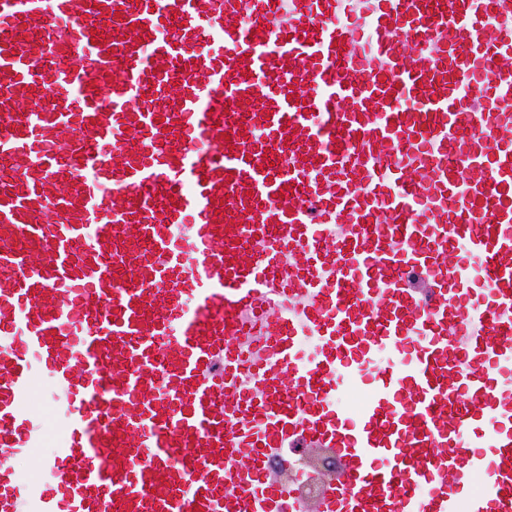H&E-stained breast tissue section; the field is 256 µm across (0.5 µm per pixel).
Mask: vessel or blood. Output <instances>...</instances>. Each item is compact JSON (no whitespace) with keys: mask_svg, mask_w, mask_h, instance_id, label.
Here are the masks:
<instances>
[{"mask_svg":"<svg viewBox=\"0 0 512 512\" xmlns=\"http://www.w3.org/2000/svg\"><path fill=\"white\" fill-rule=\"evenodd\" d=\"M291 448L512 512V0H0V512H306Z\"/></svg>","mask_w":512,"mask_h":512,"instance_id":"1","label":"vessel or blood"}]
</instances>
